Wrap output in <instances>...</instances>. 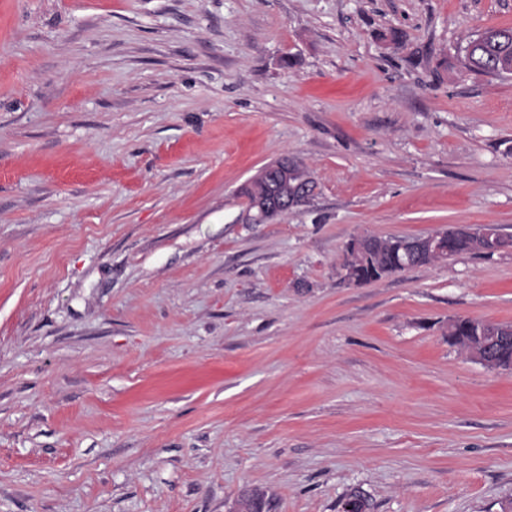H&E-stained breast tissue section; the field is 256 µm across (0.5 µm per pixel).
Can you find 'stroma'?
<instances>
[{"label": "stroma", "instance_id": "1", "mask_svg": "<svg viewBox=\"0 0 512 512\" xmlns=\"http://www.w3.org/2000/svg\"><path fill=\"white\" fill-rule=\"evenodd\" d=\"M512 0H0V512H512V252L355 285L357 235H512ZM291 65H283V57ZM307 203L243 224L282 157ZM485 32H494L496 38L483 40ZM461 52L467 72L493 77L512 75V27H488L469 37ZM497 327L489 322L483 325L480 321L468 317L452 320L448 323L449 342L469 354L479 343L477 336H495ZM480 334V335H478Z\"/></svg>", "mask_w": 512, "mask_h": 512}]
</instances>
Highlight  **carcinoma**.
<instances>
[{
  "label": "carcinoma",
  "mask_w": 512,
  "mask_h": 512,
  "mask_svg": "<svg viewBox=\"0 0 512 512\" xmlns=\"http://www.w3.org/2000/svg\"><path fill=\"white\" fill-rule=\"evenodd\" d=\"M486 31L496 34L494 39H482L477 33L468 38L461 48L463 65L466 71L493 77L512 75V27H488ZM269 174H257L242 189V195L253 204L266 195L269 187ZM314 182V179L304 168L298 166L288 183L282 186L286 194H295L304 186ZM364 252L343 263L346 278L356 284L378 281L391 274L404 270L403 264L412 267L434 265L444 262L461 254L476 252L471 241L450 230L442 245L434 251H413L404 253L402 250L403 237H377L370 234L361 236ZM497 327L493 323L486 325L480 321L465 317L448 323L449 342L469 353L479 343L478 336H494Z\"/></svg>",
  "instance_id": "carcinoma-1"
}]
</instances>
